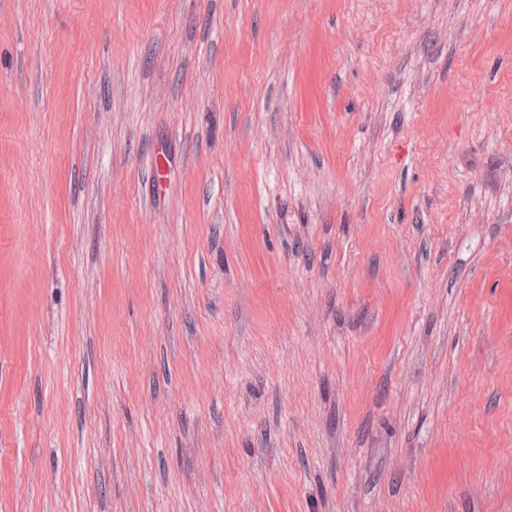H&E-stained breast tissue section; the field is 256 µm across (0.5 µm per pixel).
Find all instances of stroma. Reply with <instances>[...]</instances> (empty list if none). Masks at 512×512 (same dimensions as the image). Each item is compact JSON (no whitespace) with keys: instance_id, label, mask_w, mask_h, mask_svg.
I'll return each instance as SVG.
<instances>
[{"instance_id":"obj_1","label":"stroma","mask_w":512,"mask_h":512,"mask_svg":"<svg viewBox=\"0 0 512 512\" xmlns=\"http://www.w3.org/2000/svg\"><path fill=\"white\" fill-rule=\"evenodd\" d=\"M0 512H512V0H0Z\"/></svg>"}]
</instances>
